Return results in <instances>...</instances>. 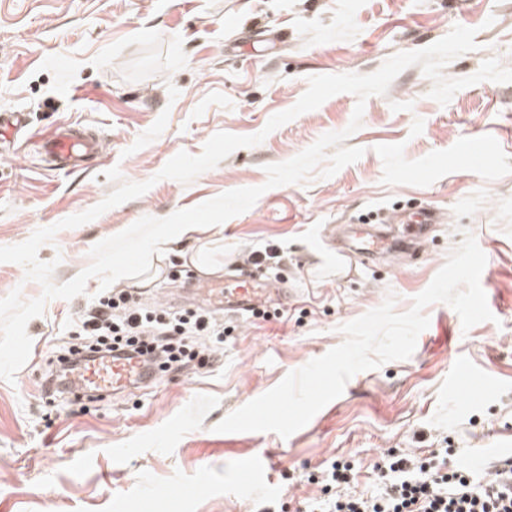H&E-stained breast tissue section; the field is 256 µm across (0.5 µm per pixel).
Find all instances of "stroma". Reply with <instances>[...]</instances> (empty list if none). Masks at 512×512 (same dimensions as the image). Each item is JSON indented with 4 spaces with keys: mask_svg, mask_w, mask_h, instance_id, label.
<instances>
[{
    "mask_svg": "<svg viewBox=\"0 0 512 512\" xmlns=\"http://www.w3.org/2000/svg\"><path fill=\"white\" fill-rule=\"evenodd\" d=\"M457 24L476 29L477 47L445 77L473 75L492 57L512 67V0H0V112L27 113L35 131L78 123L105 144L67 175L47 170L39 151L0 150V246L100 203L115 187L111 168L126 181L153 180L144 195L40 248L41 261L58 263L53 282H67L95 244L141 217L262 185L265 166L346 128L357 98L334 95L186 185L157 177L176 153L200 154L221 131L255 134L296 103L309 77L373 73ZM431 88L420 66L406 68L386 95L367 99L348 140L365 150L356 163L267 190L245 213L205 229L222 234L228 268L279 247L280 263L261 272L295 291L278 316L224 315L234 331L211 343V366L160 375L155 387L118 400L47 402L46 368L69 342L72 318L99 298L100 281L49 300L27 324L28 361L14 382L0 380V512H315L321 487L308 476L334 459L350 461L356 491L371 493L381 486L375 465L391 448L423 458L447 448L450 467L512 454V83L471 85L444 107ZM468 139L484 146L483 165L461 154ZM480 189L489 193L481 209L455 217V204ZM428 205L444 220L412 264L391 258L344 271L323 241L327 225L381 224ZM467 231L487 257L481 286L493 320L466 331L450 306L433 304L409 359L356 374L290 437L215 432L341 344L340 325L388 293L407 311ZM194 277L174 259L156 279L115 286L137 285L148 305L174 292L192 309ZM247 459L274 466L249 480Z\"/></svg>",
    "mask_w": 512,
    "mask_h": 512,
    "instance_id": "35a3bbf8",
    "label": "stroma"
}]
</instances>
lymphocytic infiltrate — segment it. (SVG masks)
Wrapping results in <instances>:
<instances>
[{
    "instance_id": "obj_1",
    "label": "lymphocytic infiltrate",
    "mask_w": 512,
    "mask_h": 512,
    "mask_svg": "<svg viewBox=\"0 0 512 512\" xmlns=\"http://www.w3.org/2000/svg\"><path fill=\"white\" fill-rule=\"evenodd\" d=\"M71 333L77 338L67 348L72 359L93 353L101 344L110 355H132L138 337L146 336L153 351L165 356V370L172 371L191 360L201 367L209 365L210 357L192 340L223 339L225 328L210 311L161 305L148 309L130 292L115 289L78 313ZM377 468L384 486L378 495L365 496L349 489L350 464L332 461L322 473L326 512H512V457L488 473L475 468L448 470L390 450Z\"/></svg>"
}]
</instances>
